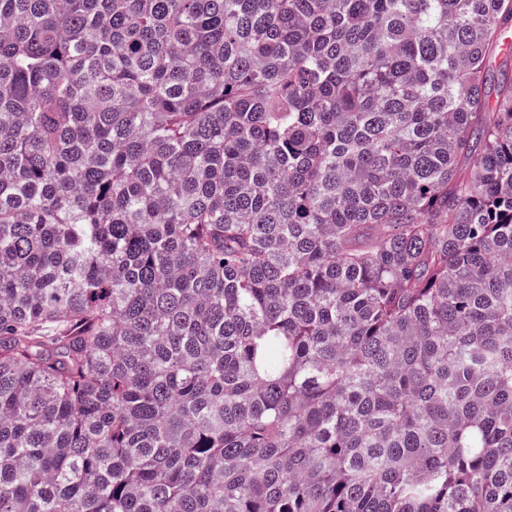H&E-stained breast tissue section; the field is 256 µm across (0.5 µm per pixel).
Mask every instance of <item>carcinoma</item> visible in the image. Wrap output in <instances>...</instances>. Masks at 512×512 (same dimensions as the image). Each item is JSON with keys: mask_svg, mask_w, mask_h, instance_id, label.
<instances>
[{"mask_svg": "<svg viewBox=\"0 0 512 512\" xmlns=\"http://www.w3.org/2000/svg\"><path fill=\"white\" fill-rule=\"evenodd\" d=\"M512 0H0V512H512Z\"/></svg>", "mask_w": 512, "mask_h": 512, "instance_id": "obj_1", "label": "carcinoma"}]
</instances>
